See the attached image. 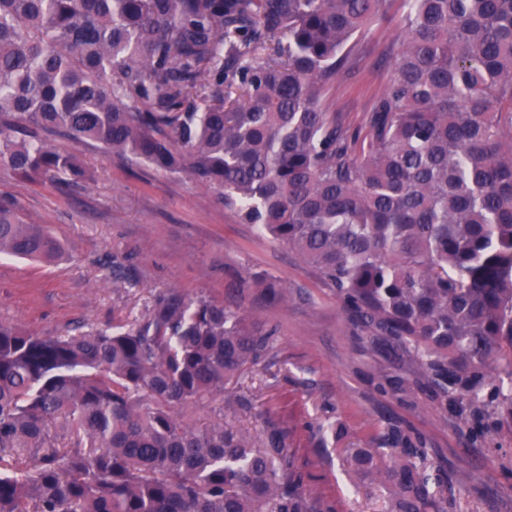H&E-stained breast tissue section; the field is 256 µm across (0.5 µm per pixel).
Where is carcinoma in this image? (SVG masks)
<instances>
[{
  "label": "carcinoma",
  "instance_id": "cac0c4a2",
  "mask_svg": "<svg viewBox=\"0 0 512 512\" xmlns=\"http://www.w3.org/2000/svg\"><path fill=\"white\" fill-rule=\"evenodd\" d=\"M404 2L391 79L351 128L323 98L395 0H0V168L92 179L65 138L189 176L311 265L370 349L413 364L371 372L377 389L512 427V0ZM0 254L62 247L0 200ZM241 287L288 300L262 275ZM274 333L178 289L68 336L0 323V512H319L277 412L252 435L212 406ZM370 441L355 460L391 512L453 508L418 432L388 418Z\"/></svg>",
  "mask_w": 512,
  "mask_h": 512
}]
</instances>
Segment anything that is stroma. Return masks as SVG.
Listing matches in <instances>:
<instances>
[{"label": "stroma", "instance_id": "35a3bbf8", "mask_svg": "<svg viewBox=\"0 0 512 512\" xmlns=\"http://www.w3.org/2000/svg\"><path fill=\"white\" fill-rule=\"evenodd\" d=\"M402 36L398 21L375 23L364 34L352 71L339 76L324 107L358 126L381 94ZM92 172L88 184L61 188L27 182L0 170V194L12 197L31 224L49 227L65 246L52 265L0 257V322L41 336H65L79 326H105L142 314L153 296L170 288L241 304L252 317L276 326L266 359L239 388L253 413L228 409L227 425L241 432L260 426L259 412L277 409L294 430L292 451L307 475L305 492L331 512H388L379 484L363 477L354 455L386 417L400 419L426 440L448 470L454 512H512V429L480 439L457 427L423 393L407 401L377 393L369 372L403 375L397 359L364 349L336 298L316 272L287 245L262 239L239 223L212 189L185 176L126 168L111 154L66 140ZM122 259L127 279L114 277ZM264 274L288 287L286 302L271 305L241 278ZM339 424L341 437L316 447L311 425Z\"/></svg>", "mask_w": 512, "mask_h": 512}]
</instances>
